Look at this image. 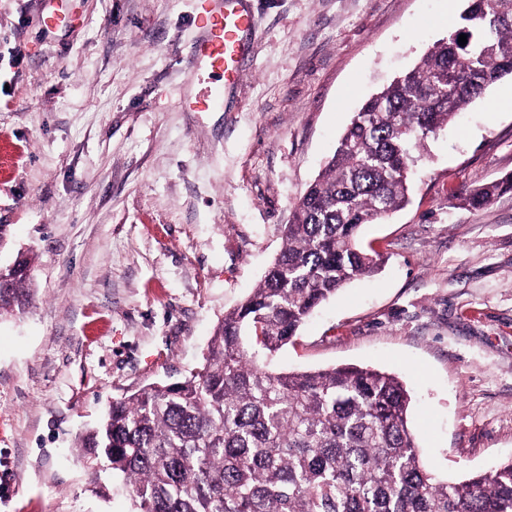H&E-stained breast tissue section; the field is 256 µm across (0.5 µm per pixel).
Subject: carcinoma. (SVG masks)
Here are the masks:
<instances>
[{"mask_svg": "<svg viewBox=\"0 0 512 512\" xmlns=\"http://www.w3.org/2000/svg\"><path fill=\"white\" fill-rule=\"evenodd\" d=\"M461 34L467 44L458 43ZM512 75V0H467L458 26L354 113L284 225L260 283L224 314L202 368L112 400L76 447L123 477L135 512H512V460L454 481L420 458L411 397L394 375L353 365L277 372L264 358L321 303L382 259L363 226L409 201L426 141ZM512 176L474 186L487 207ZM31 258L0 281V316L34 297Z\"/></svg>", "mask_w": 512, "mask_h": 512, "instance_id": "cac0c4a2", "label": "carcinoma"}]
</instances>
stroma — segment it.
I'll return each instance as SVG.
<instances>
[{
  "mask_svg": "<svg viewBox=\"0 0 512 512\" xmlns=\"http://www.w3.org/2000/svg\"><path fill=\"white\" fill-rule=\"evenodd\" d=\"M253 55L220 112L184 111L192 0H0V267L34 300L0 317V512H135L75 443L108 404L201 367L365 98L464 0H249ZM56 12L67 26L46 29ZM512 77L428 140L408 204L364 227L385 258L324 302L273 368L398 376L419 450L462 480L512 459ZM507 189L512 190V176L505 180L474 186L465 197V203L472 209H482L487 207L500 192Z\"/></svg>",
  "mask_w": 512,
  "mask_h": 512,
  "instance_id": "obj_1",
  "label": "stroma"
}]
</instances>
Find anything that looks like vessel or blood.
I'll return each instance as SVG.
<instances>
[{
	"label": "vessel or blood",
	"mask_w": 512,
	"mask_h": 512,
	"mask_svg": "<svg viewBox=\"0 0 512 512\" xmlns=\"http://www.w3.org/2000/svg\"><path fill=\"white\" fill-rule=\"evenodd\" d=\"M192 24L189 76L201 88L184 98L183 106L190 112L223 111L224 94L238 85L252 52L247 35L253 13L244 0H196Z\"/></svg>",
	"instance_id": "b4317fda"
}]
</instances>
